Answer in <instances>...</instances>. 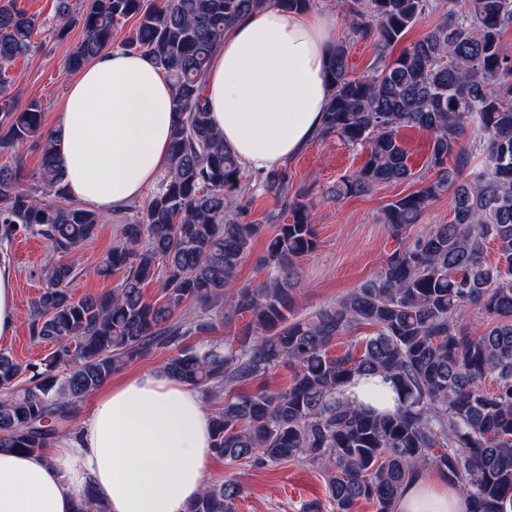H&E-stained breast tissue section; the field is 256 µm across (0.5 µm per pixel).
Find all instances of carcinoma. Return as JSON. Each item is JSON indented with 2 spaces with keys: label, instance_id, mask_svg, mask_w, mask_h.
<instances>
[{
  "label": "carcinoma",
  "instance_id": "cac0c4a2",
  "mask_svg": "<svg viewBox=\"0 0 512 512\" xmlns=\"http://www.w3.org/2000/svg\"><path fill=\"white\" fill-rule=\"evenodd\" d=\"M86 2L76 11L71 0H56L57 38L76 25L84 34L66 67L80 70L135 19L123 49L150 57L174 89L168 170L136 218L121 225L119 244L98 269L102 276L123 272L118 287L73 298L66 256L95 235L103 217L39 199L66 196L57 133L43 132L38 102L19 108L7 69L32 50L40 24L14 0H0V153L42 142L41 168L29 185L18 166L0 164V243L21 233L51 242L31 335L54 345L38 364L0 352V451L51 447L56 422L73 418L112 373L165 349L172 351L163 366L169 376L215 404L212 452L226 466L304 460L323 474L332 512H354L362 499L376 512H396L405 487L436 470L465 495L469 512H512V57L501 47L512 0H468L464 10L448 0L432 29L396 56L395 45L432 10L430 0H351L349 27L372 42L376 58L358 77L345 41L328 58L331 93L319 138L335 136L366 153L332 193L355 197L410 181L418 188L384 207L397 247L379 272L299 320L289 319L299 261L317 248L310 202L301 191L288 195V167L262 177V190L292 219L280 224V214L268 216L278 232L256 260L264 279L237 286V269L264 225L235 217L228 192L239 186L241 169L212 126L202 84L238 21L271 5L304 14L315 0ZM405 127L430 136L429 180L409 165L398 139ZM470 135L485 151L478 172L464 146ZM445 194L452 219L409 237ZM491 242L493 265L484 257ZM159 274L162 297L147 303L142 288ZM186 302L199 310L192 322L178 319ZM226 307L244 320L241 331L207 338L224 325ZM472 307L488 321L474 337L460 321ZM361 328L372 332L331 354L333 341ZM283 364L295 368L288 388L226 393ZM367 373L392 382L394 410L345 396L349 380ZM242 497L237 482H209L187 512H235ZM75 512L108 510L88 484Z\"/></svg>",
  "mask_w": 512,
  "mask_h": 512
}]
</instances>
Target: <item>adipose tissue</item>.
I'll return each instance as SVG.
<instances>
[{
	"instance_id": "obj_1",
	"label": "adipose tissue",
	"mask_w": 512,
	"mask_h": 512,
	"mask_svg": "<svg viewBox=\"0 0 512 512\" xmlns=\"http://www.w3.org/2000/svg\"><path fill=\"white\" fill-rule=\"evenodd\" d=\"M334 22L267 8L226 32L204 85L215 128L247 171L266 173L317 137ZM174 90L149 58L108 50L70 84L56 148L71 197L109 214L167 172ZM211 422L200 394L164 370L99 394L77 430L42 452L0 451V512H74L85 485L109 512H185L205 487ZM442 479L420 478L398 512H467Z\"/></svg>"
}]
</instances>
